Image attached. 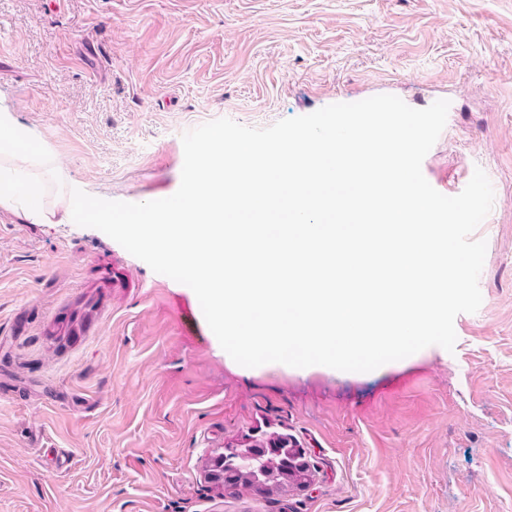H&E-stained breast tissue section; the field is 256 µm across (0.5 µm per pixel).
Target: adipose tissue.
<instances>
[{"label": "adipose tissue", "instance_id": "obj_1", "mask_svg": "<svg viewBox=\"0 0 512 512\" xmlns=\"http://www.w3.org/2000/svg\"><path fill=\"white\" fill-rule=\"evenodd\" d=\"M19 127L13 112L0 107V209L22 212L35 224L55 223L65 205L51 183L58 164L35 139L20 141Z\"/></svg>", "mask_w": 512, "mask_h": 512}]
</instances>
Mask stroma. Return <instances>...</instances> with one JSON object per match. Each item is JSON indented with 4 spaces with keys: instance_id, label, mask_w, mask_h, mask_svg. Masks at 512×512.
<instances>
[{
    "instance_id": "stroma-1",
    "label": "stroma",
    "mask_w": 512,
    "mask_h": 512,
    "mask_svg": "<svg viewBox=\"0 0 512 512\" xmlns=\"http://www.w3.org/2000/svg\"><path fill=\"white\" fill-rule=\"evenodd\" d=\"M379 94L449 100L424 177L454 196L479 167L494 188L453 351L247 368L188 286L100 230L0 210V512H512V0H0V106L102 199L173 195L205 122ZM91 296L83 336L53 341ZM266 423L308 485L211 486L208 459Z\"/></svg>"
}]
</instances>
